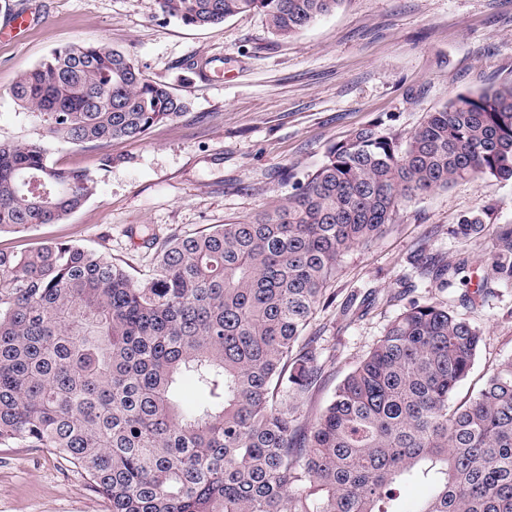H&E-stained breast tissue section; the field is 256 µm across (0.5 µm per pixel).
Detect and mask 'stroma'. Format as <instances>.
Here are the masks:
<instances>
[{
    "label": "stroma",
    "mask_w": 512,
    "mask_h": 512,
    "mask_svg": "<svg viewBox=\"0 0 512 512\" xmlns=\"http://www.w3.org/2000/svg\"><path fill=\"white\" fill-rule=\"evenodd\" d=\"M32 22L0 40V142L40 139L41 117L11 96L16 77L51 49L109 43L150 79L188 103L179 118L138 140L102 148L56 145L51 164L90 171L94 195L58 224L0 234V249L68 242L106 254L138 279L158 241L216 224L252 220L318 168L328 148L380 123L403 137L460 93L512 82V0H343L296 36L274 38L263 15L195 28L163 19L155 0H0ZM483 211V233L464 237L463 217ZM512 225V180H461L403 203L388 232L355 247L326 292L309 335L321 376L303 417L316 418L337 384L410 300L443 302L478 325L483 342L456 402L488 369L512 358V282L468 303L483 275L493 231ZM466 261L464 283L443 290L423 259ZM0 512H107L75 468L37 448L0 445Z\"/></svg>",
    "instance_id": "obj_1"
}]
</instances>
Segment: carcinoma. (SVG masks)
I'll return each instance as SVG.
<instances>
[{"instance_id":"obj_1","label":"carcinoma","mask_w":512,"mask_h":512,"mask_svg":"<svg viewBox=\"0 0 512 512\" xmlns=\"http://www.w3.org/2000/svg\"><path fill=\"white\" fill-rule=\"evenodd\" d=\"M340 3L157 7L199 28L257 12L286 39ZM11 95L45 133L0 142V233L59 223L94 194L89 172L50 164L51 144L110 146L187 109L105 42L52 51ZM465 178L512 179V82L456 95L403 138L354 131L255 220L149 241L142 280L76 244L0 250V445L79 467L108 512H512V358L451 405L483 336L446 304L409 301L314 421L294 415L319 374L305 331L342 256L405 200ZM486 269L485 289L512 281V226ZM460 270L428 274L449 288ZM411 482L427 492L406 509Z\"/></svg>"}]
</instances>
